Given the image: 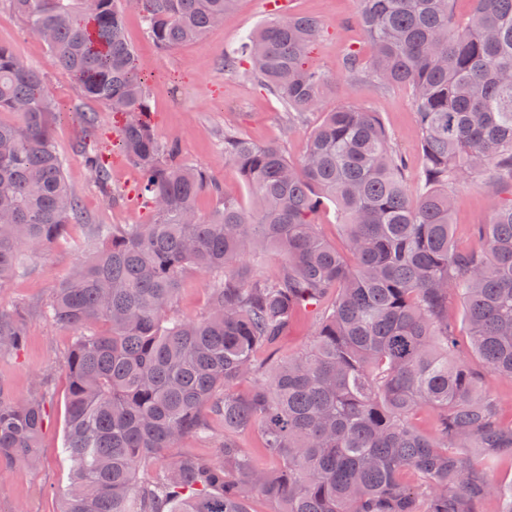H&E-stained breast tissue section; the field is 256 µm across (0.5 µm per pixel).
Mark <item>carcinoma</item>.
Wrapping results in <instances>:
<instances>
[{
  "instance_id": "obj_1",
  "label": "carcinoma",
  "mask_w": 512,
  "mask_h": 512,
  "mask_svg": "<svg viewBox=\"0 0 512 512\" xmlns=\"http://www.w3.org/2000/svg\"><path fill=\"white\" fill-rule=\"evenodd\" d=\"M79 85L82 99L119 119L124 156L140 175L147 224H98L93 256L55 289L45 311L78 330L67 378L62 454L70 482L62 512H249L260 495L275 512H512V419L474 376L457 345L448 298L459 296L471 349L512 379V195L478 245L453 239L462 178L487 172L512 184V0H473L463 24L454 0H358L370 49L350 51L343 76L410 87L421 170L411 175L378 113L347 103L325 113L304 156L224 135V153L252 193L246 209L178 142L157 139L143 64L118 0H6ZM238 0H131L151 42L171 49L219 25ZM322 33L313 16L281 13L224 53L290 112L318 106L332 77L309 66ZM0 288L28 258L83 222L53 143L58 108L39 71L0 43ZM78 152L114 201L103 156ZM207 193L214 209L201 214ZM332 202L348 245L341 253L314 215ZM283 255L279 273L265 252ZM206 274V312L173 310L182 276ZM313 311L311 344L263 367L295 316ZM101 325L95 330L93 326ZM18 312L0 308V353L21 349ZM245 394L235 392L243 380ZM438 413V432L412 424ZM224 423L220 458L182 457L141 480L164 451ZM41 394L0 389V474L38 461ZM259 430L268 470L238 444ZM415 471L409 485L402 473Z\"/></svg>"
}]
</instances>
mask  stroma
<instances>
[{"label":"stroma","instance_id":"stroma-1","mask_svg":"<svg viewBox=\"0 0 512 512\" xmlns=\"http://www.w3.org/2000/svg\"><path fill=\"white\" fill-rule=\"evenodd\" d=\"M276 9L320 20L323 32L309 63L333 78L319 107L295 119L246 72L233 76L224 72L225 51L238 47L242 37ZM357 11V0H238L222 24L197 41L168 50L157 48L147 38L136 12L126 11V37L145 66L151 119L158 138L177 140L184 161L207 170L223 184L225 193L246 205L250 194L237 167L224 154L225 133L258 145L278 144L296 161L302 158L309 135L324 112L351 102L378 112L409 170L417 171L422 157L410 89L382 87L369 80L350 81L341 75L346 53L367 48L356 21ZM0 43L11 46L25 64L40 71L54 94L59 108L53 129L55 147L66 161L67 181L85 216L82 224L72 227L69 240L51 244L29 262L23 275L0 288V307L19 310L25 330L24 346L0 356V387L17 399L41 391L47 412L39 462L17 465L8 476L0 477V512H60L62 491L70 477V464L61 453L67 391L61 363L75 331L47 321L44 311L55 288L94 249V225L144 224L150 213L137 191L138 173L119 149L110 110L94 103L89 107L97 114L95 136L119 197L110 204L100 195L77 151L85 135L78 115L84 106L79 87L57 67L44 43L4 4L0 5ZM501 190L488 175L462 181L453 215V237L460 247L475 245L474 228L488 222L494 197Z\"/></svg>","mask_w":512,"mask_h":512}]
</instances>
